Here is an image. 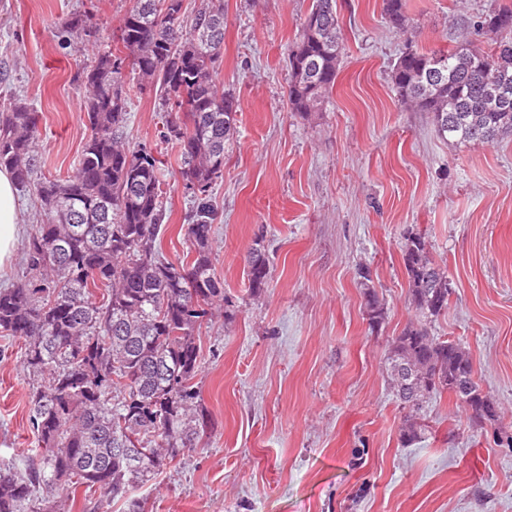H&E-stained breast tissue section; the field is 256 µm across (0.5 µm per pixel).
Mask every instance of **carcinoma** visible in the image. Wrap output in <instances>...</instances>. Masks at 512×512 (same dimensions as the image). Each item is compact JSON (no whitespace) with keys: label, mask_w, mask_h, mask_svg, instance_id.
Returning <instances> with one entry per match:
<instances>
[{"label":"carcinoma","mask_w":512,"mask_h":512,"mask_svg":"<svg viewBox=\"0 0 512 512\" xmlns=\"http://www.w3.org/2000/svg\"><path fill=\"white\" fill-rule=\"evenodd\" d=\"M383 12L396 32H406L405 0H383ZM470 27L495 34L494 43L465 40L451 51L409 45L391 75L399 101L431 113L438 135L456 146L492 144L512 133V3ZM63 29L79 38L93 33V23L76 15ZM344 50L336 0H312L288 53L292 111L314 112L329 98ZM223 51L224 0H201L191 16L183 0H133L115 48L80 75L92 135L73 175L42 183L41 221L25 240V268L0 289V334L25 340L23 366L37 378L30 422L40 443L23 468L0 464V512H70L79 485L141 512L131 490L214 428L193 379L198 330L224 301L209 248L218 220L211 196L239 105L213 82ZM127 63L166 108L163 138L179 148L182 178L198 186L186 263L159 251L167 214L160 161L123 141L132 90ZM36 142V113L25 103L16 99L0 111V169L22 189L36 168ZM402 257L413 307L426 320L441 315L448 275L425 237L409 234ZM244 261L249 290H262L269 258L253 247ZM100 285L102 303L94 299ZM362 287L369 320L378 325L384 305L374 287ZM390 360L395 396L412 412L400 430L404 446L420 439L414 412L445 391L475 422L496 419L467 351L432 335L427 324L395 337Z\"/></svg>","instance_id":"1"}]
</instances>
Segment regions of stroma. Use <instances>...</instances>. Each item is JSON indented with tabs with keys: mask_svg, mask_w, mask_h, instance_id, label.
<instances>
[{
	"mask_svg": "<svg viewBox=\"0 0 512 512\" xmlns=\"http://www.w3.org/2000/svg\"><path fill=\"white\" fill-rule=\"evenodd\" d=\"M133 0H0V109L20 98L38 116L35 178H66L92 129L83 68L111 50ZM406 33L383 0H337L345 54L316 112L288 105L287 54L311 0H224L218 90L239 102L237 135L213 194L211 236L224 304L199 330L194 378L216 427L166 460L133 492L143 512H512V134L457 147L430 113L398 102L391 72L406 46L451 49L466 22L496 0H406ZM90 12L92 37L61 23ZM154 93L132 92L124 139L157 149L168 198L160 250H190L192 197ZM23 236L37 222L35 187L18 194ZM425 235L448 273V309L435 336L468 351L498 406L494 422L442 393L418 415L420 440L400 441L408 411L392 392L393 339L420 319L408 299L402 246ZM0 271L16 282L24 241ZM269 256L272 275L251 293L244 256ZM369 275L386 309L371 325L360 289ZM23 342L0 336V462L38 446L29 421L33 378Z\"/></svg>",
	"mask_w": 512,
	"mask_h": 512,
	"instance_id": "obj_1",
	"label": "stroma"
}]
</instances>
